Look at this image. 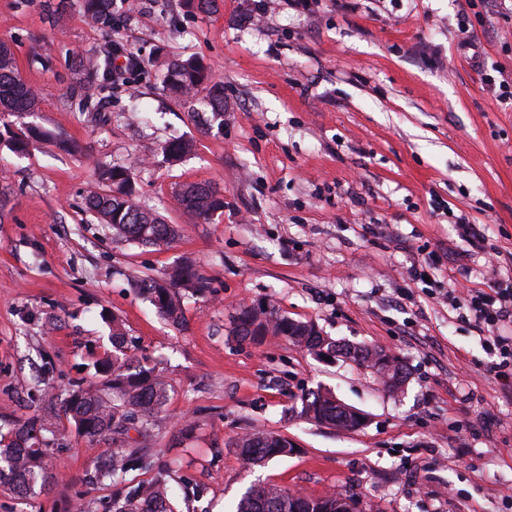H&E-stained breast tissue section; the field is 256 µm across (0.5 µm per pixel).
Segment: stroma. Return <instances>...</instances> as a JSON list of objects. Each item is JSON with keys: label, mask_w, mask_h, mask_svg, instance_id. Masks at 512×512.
Returning <instances> with one entry per match:
<instances>
[{"label": "stroma", "mask_w": 512, "mask_h": 512, "mask_svg": "<svg viewBox=\"0 0 512 512\" xmlns=\"http://www.w3.org/2000/svg\"><path fill=\"white\" fill-rule=\"evenodd\" d=\"M1 38L44 101L0 114V423L35 414L27 392L45 363L54 384L82 377L115 317L172 384L142 443L200 489L178 512H232L253 483L351 490L369 512H512V386L496 380L482 329L441 299L449 283H485L458 215L512 264V104L481 74L512 70V0H219L213 13L140 0L116 36L88 25L80 0H0ZM114 41L145 72L136 97L113 89L98 121L67 103L66 55ZM191 55L224 83L223 128L162 91L169 61ZM31 126L83 150L45 140L16 156L5 140ZM181 137L195 150L169 164L161 147ZM95 160L137 163L141 194L178 229L170 247L113 240L84 212ZM191 182L222 189L223 213L175 209L174 187ZM186 257L211 284L185 295L177 329L130 282ZM257 302L398 355L404 388L281 337L236 342L235 315ZM318 387L367 423L298 418ZM46 424L65 434L51 451L58 480L32 499L0 490V512H72L79 498L98 512L111 490L89 483V466L110 441L75 436L60 413ZM250 428L295 453L246 470L231 443Z\"/></svg>", "instance_id": "obj_1"}]
</instances>
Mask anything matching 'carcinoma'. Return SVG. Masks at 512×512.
Masks as SVG:
<instances>
[{
    "mask_svg": "<svg viewBox=\"0 0 512 512\" xmlns=\"http://www.w3.org/2000/svg\"><path fill=\"white\" fill-rule=\"evenodd\" d=\"M121 2L123 12L115 11ZM135 8L132 0H82L86 22L108 33L123 26L121 14ZM72 83L68 99L80 112L96 116L103 102L112 93L113 77L119 71L117 54L107 50L97 53L70 54ZM165 90L184 103L203 98L211 112V120L224 125V84L212 77L211 69L195 56L177 58L166 69ZM43 93L27 83L19 74L13 46L0 40V112L16 117L41 109ZM53 135L31 130L17 137L10 150L17 155L29 152L32 142L51 139ZM192 141L173 140L162 147L166 159L176 164L192 152ZM97 188L84 196L85 209L99 223L112 231V236L142 246L170 244L174 228L138 193L135 167L94 164ZM178 209L203 221L224 211V192L210 184L186 183L174 191ZM147 295L156 312L173 327L185 323L180 291L203 293L209 281L194 261L183 259L158 277L133 283ZM239 343L259 344L268 336L284 337L294 346L321 358V350L339 349V354L362 366L378 360L384 350L363 345L350 354L351 346L336 345V340L324 335L313 322H301L279 313L263 303L243 305L232 328ZM45 403L44 410L52 414L61 410L71 423L75 435L94 439L116 435L128 436L130 429L147 433L148 426L163 410L169 397L170 383L140 347L124 332L117 320H112V352L88 364L87 375L57 391L50 382L49 372H43L35 384ZM301 418L339 429H353L355 424L343 416L336 405V396L320 389L310 390L300 398ZM64 434L52 430L38 419L18 420L11 426H0V488L20 497H29L46 490L52 479L48 468V451ZM232 447L247 468L262 466L276 457H287L294 446L279 433L251 429L238 435ZM154 461L142 448L120 445L109 448L94 461L92 472L97 482L112 484V500L103 512H174L173 489L167 474L160 472L152 479L135 485L124 484L131 470H150ZM353 492H329L319 497L297 495L276 485L252 486L241 497L235 512H347Z\"/></svg>",
    "mask_w": 512,
    "mask_h": 512,
    "instance_id": "carcinoma-1",
    "label": "carcinoma"
}]
</instances>
